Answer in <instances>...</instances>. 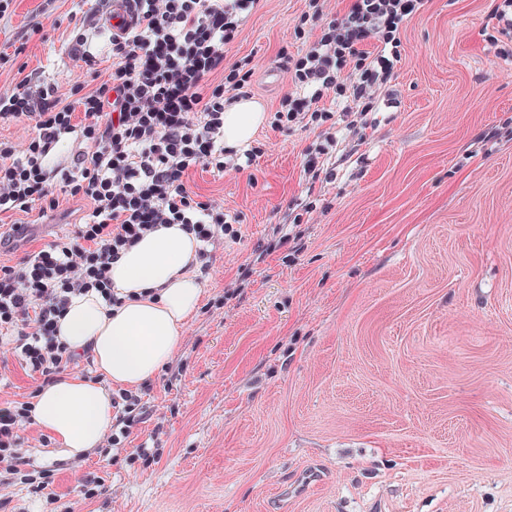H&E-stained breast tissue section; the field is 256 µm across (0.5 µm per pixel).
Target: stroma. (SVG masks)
Returning a JSON list of instances; mask_svg holds the SVG:
<instances>
[{
    "mask_svg": "<svg viewBox=\"0 0 512 512\" xmlns=\"http://www.w3.org/2000/svg\"><path fill=\"white\" fill-rule=\"evenodd\" d=\"M48 20L18 61L68 87L75 0H12L0 49L34 5ZM309 0H259L227 52L249 59L266 115L295 86L288 58L320 33ZM490 0H427L399 33L380 89L394 106L349 138L351 177L307 195L320 127L263 123L241 171L189 186L239 224L199 279L201 306L169 364L137 393L147 411L122 449L66 460L26 422L23 454L76 512H512V42ZM278 68L267 87L262 71ZM501 140L471 156L483 131ZM311 213L271 248L293 199ZM269 249L257 253L258 244ZM38 383L0 348V402ZM148 445L150 460L135 448ZM99 476L90 499L79 479ZM0 512H58L0 482Z\"/></svg>",
    "mask_w": 512,
    "mask_h": 512,
    "instance_id": "obj_1",
    "label": "stroma"
}]
</instances>
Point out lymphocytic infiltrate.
<instances>
[{"label":"lymphocytic infiltrate","instance_id":"1","mask_svg":"<svg viewBox=\"0 0 512 512\" xmlns=\"http://www.w3.org/2000/svg\"><path fill=\"white\" fill-rule=\"evenodd\" d=\"M86 2L69 57L93 73L105 68V82L78 81L63 95L28 74L0 94V122L22 121L31 130L24 150L0 141V215L44 217L63 196L91 204L73 232L18 265H0V346L45 387L75 362L57 336L59 318L74 297L93 291L119 304L110 267L125 249L158 225L184 224L206 263L233 236L223 207L190 190L189 170L240 171L254 159L249 150H224V106L252 76L247 60H224L257 0ZM425 3L346 0L306 53L291 60L299 89L283 98L273 124H325L304 166L309 184L319 182L326 162H347L340 141L380 109L376 87L392 76L396 35ZM119 13L122 25L107 33L105 20ZM378 36L382 44L372 46ZM330 92L337 95L332 110L321 105ZM28 417V403H0V479L26 464L19 448Z\"/></svg>","mask_w":512,"mask_h":512}]
</instances>
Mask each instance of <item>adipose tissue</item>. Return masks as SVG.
I'll use <instances>...</instances> for the list:
<instances>
[{
	"instance_id": "ef3b65f1",
	"label": "adipose tissue",
	"mask_w": 512,
	"mask_h": 512,
	"mask_svg": "<svg viewBox=\"0 0 512 512\" xmlns=\"http://www.w3.org/2000/svg\"><path fill=\"white\" fill-rule=\"evenodd\" d=\"M265 119L251 101H233L224 110L226 148L248 144ZM197 250L184 225H161L114 261L110 276L121 304L108 306L95 293L72 300L58 336L71 350L91 352L97 377L61 376L30 405L32 420L56 439L64 458H86L110 428L108 385L147 383L177 351L203 296Z\"/></svg>"
}]
</instances>
